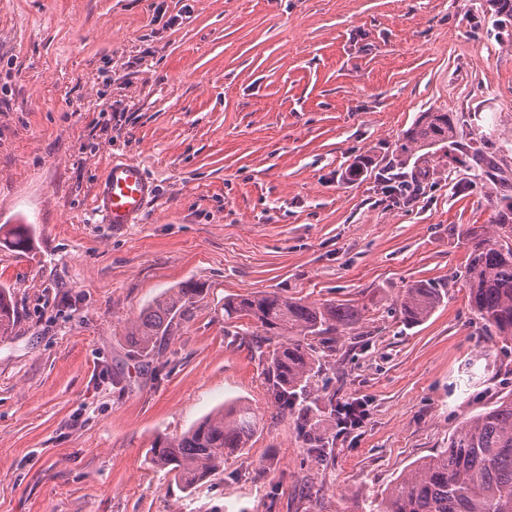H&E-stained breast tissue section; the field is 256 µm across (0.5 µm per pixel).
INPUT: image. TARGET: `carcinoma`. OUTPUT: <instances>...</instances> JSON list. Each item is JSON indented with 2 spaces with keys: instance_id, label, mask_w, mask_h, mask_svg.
<instances>
[{
  "instance_id": "cac0c4a2",
  "label": "carcinoma",
  "mask_w": 512,
  "mask_h": 512,
  "mask_svg": "<svg viewBox=\"0 0 512 512\" xmlns=\"http://www.w3.org/2000/svg\"><path fill=\"white\" fill-rule=\"evenodd\" d=\"M497 24L512 26V0H486ZM456 149L457 163L468 164L476 177L505 184L496 156L483 149L460 148L452 112H421L393 145L400 165L412 159H448ZM493 224L470 225L462 231L469 245L463 280L470 310L490 334L512 341V193L498 192L493 200ZM13 247L28 249L33 240L28 224H2ZM200 288L187 282L156 298L132 322L126 341L132 351L148 355L158 340L175 335L193 315ZM448 297L441 285L420 280L403 290L400 311L408 324L426 320ZM224 317H246L267 335L284 342L273 350L268 373L274 401L283 409L293 404L319 372L312 340L354 328L362 310L350 304L307 303L276 293H254L224 300ZM15 311L7 289L0 287V340L11 336ZM258 430L247 405L224 406L186 432L157 440L148 449L149 464L173 474L191 488L224 468V455L244 451ZM372 512H512V391L469 417L448 441V448L416 463Z\"/></svg>"
}]
</instances>
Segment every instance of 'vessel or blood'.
Masks as SVG:
<instances>
[{
    "label": "vessel or blood",
    "instance_id": "1",
    "mask_svg": "<svg viewBox=\"0 0 512 512\" xmlns=\"http://www.w3.org/2000/svg\"><path fill=\"white\" fill-rule=\"evenodd\" d=\"M155 190L141 165L132 160L112 163L94 193V208L105 223H137Z\"/></svg>",
    "mask_w": 512,
    "mask_h": 512
}]
</instances>
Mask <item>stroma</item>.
Segmentation results:
<instances>
[{"mask_svg":"<svg viewBox=\"0 0 512 512\" xmlns=\"http://www.w3.org/2000/svg\"><path fill=\"white\" fill-rule=\"evenodd\" d=\"M491 136L512 178V41L485 0H0V512H370L461 422L512 391V343L472 315L460 234L493 217V185L410 161L414 200L385 189L391 145L418 113ZM371 165L349 178L363 156ZM156 195L116 229L93 208L112 161ZM448 298L404 324V288ZM203 288L149 356L130 324L167 289ZM274 292L346 303L364 319L316 342L308 399L279 410V337L224 318ZM364 423L341 430L340 404ZM251 406L250 448L191 489L147 448L214 408ZM15 323V311L6 288L0 287V340L11 336ZM366 404L359 399L344 402L339 411L341 428L358 427L364 421L367 415Z\"/></svg>","mask_w":512,"mask_h":512,"instance_id":"obj_1","label":"stroma"}]
</instances>
